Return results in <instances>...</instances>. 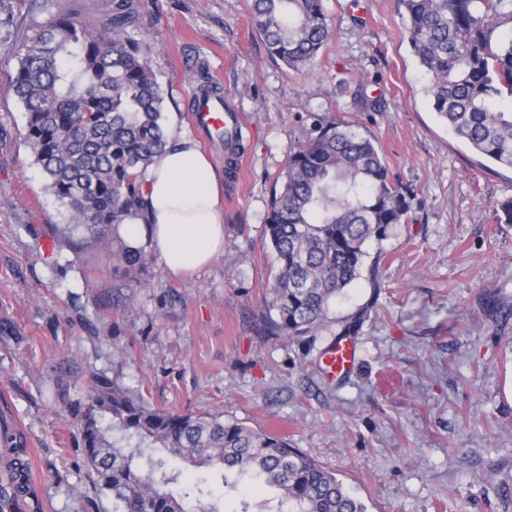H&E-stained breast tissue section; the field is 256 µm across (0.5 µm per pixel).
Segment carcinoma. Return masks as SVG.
<instances>
[{"label":"carcinoma","mask_w":512,"mask_h":512,"mask_svg":"<svg viewBox=\"0 0 512 512\" xmlns=\"http://www.w3.org/2000/svg\"><path fill=\"white\" fill-rule=\"evenodd\" d=\"M405 36L427 72L439 119L478 155L512 169V0H399ZM252 17L271 57L291 68L320 53L331 25L323 0H252ZM133 0H112V18L95 30L60 11L36 24L18 57L12 90L26 118V143L47 188L65 212L68 247L105 245V230L142 215L141 177L167 144L165 97L128 32ZM416 194L394 177L373 140L352 125L317 122L293 147L283 186L265 224L278 273L263 314L265 335L304 336L323 326L336 299L368 270L377 285L381 255L365 266L366 244L411 218ZM112 261L137 277L143 248L121 243ZM112 425L104 426V419ZM78 434L94 486L113 512H224L204 480L170 467L188 462L224 470V493L254 486L277 503L240 512H367L336 475L288 440L216 414L158 409L104 378L95 379ZM12 481L0 483V512L26 490L11 450Z\"/></svg>","instance_id":"obj_1"}]
</instances>
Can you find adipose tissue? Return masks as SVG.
<instances>
[{
	"label": "adipose tissue",
	"instance_id": "1",
	"mask_svg": "<svg viewBox=\"0 0 512 512\" xmlns=\"http://www.w3.org/2000/svg\"><path fill=\"white\" fill-rule=\"evenodd\" d=\"M143 214L120 225L133 247L149 245L167 270L191 275L224 246V176L192 136L176 134L142 181Z\"/></svg>",
	"mask_w": 512,
	"mask_h": 512
}]
</instances>
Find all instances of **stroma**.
Segmentation results:
<instances>
[{"label": "stroma", "instance_id": "stroma-1", "mask_svg": "<svg viewBox=\"0 0 512 512\" xmlns=\"http://www.w3.org/2000/svg\"><path fill=\"white\" fill-rule=\"evenodd\" d=\"M110 0H0V405L19 420L36 512H112L93 486L76 400L95 376L171 412L223 414L288 438L336 474L367 512H512V169L482 158L437 117L428 75L404 36L399 0H324L334 31L292 70L272 60L250 0H134L132 33L161 83L168 134H195L202 86L242 116L240 163L201 146L224 175V249L191 277L152 258L147 284L112 269V251L44 241L63 211L25 142L10 78L24 37L65 10L102 28ZM379 100L361 111L357 90ZM358 125L418 204L369 254L379 284L359 281L326 325L265 335L274 282L265 217L290 150L314 120ZM351 328L361 360L329 384L316 366Z\"/></svg>", "mask_w": 512, "mask_h": 512}]
</instances>
